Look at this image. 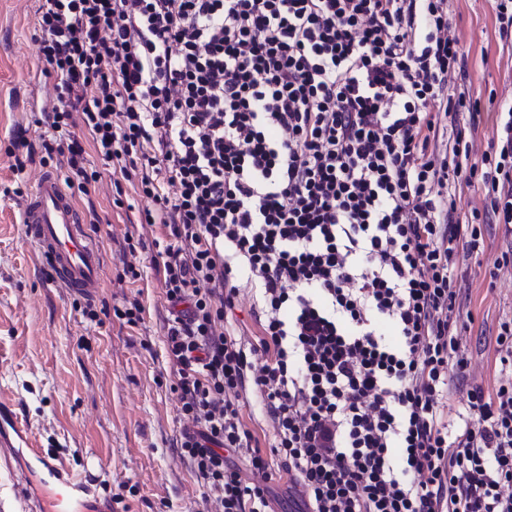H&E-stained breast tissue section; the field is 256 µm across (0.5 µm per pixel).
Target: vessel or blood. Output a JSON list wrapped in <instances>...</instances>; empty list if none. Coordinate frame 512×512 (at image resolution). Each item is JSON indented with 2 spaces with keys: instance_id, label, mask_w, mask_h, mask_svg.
Listing matches in <instances>:
<instances>
[{
  "instance_id": "obj_1",
  "label": "vessel or blood",
  "mask_w": 512,
  "mask_h": 512,
  "mask_svg": "<svg viewBox=\"0 0 512 512\" xmlns=\"http://www.w3.org/2000/svg\"><path fill=\"white\" fill-rule=\"evenodd\" d=\"M22 224L26 242L54 283L84 298L98 293L104 282L101 249L57 172L44 171L31 189ZM1 466L12 486L0 493V512H112L99 495L101 476L90 468L73 471L58 455L40 448L6 405H0Z\"/></svg>"
}]
</instances>
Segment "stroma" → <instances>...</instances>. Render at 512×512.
I'll list each match as a JSON object with an SVG mask.
<instances>
[{"mask_svg":"<svg viewBox=\"0 0 512 512\" xmlns=\"http://www.w3.org/2000/svg\"><path fill=\"white\" fill-rule=\"evenodd\" d=\"M37 7L36 0H0V398L43 447L74 468L88 464L106 473L104 493L114 512H201L205 489L178 449L190 424L166 352L170 305L151 261L163 228L141 221L151 200L129 182L115 184L84 132L86 164L100 173L94 192L79 199L105 262L97 297L86 300L53 283L24 238L27 193L44 168L67 170L60 154L44 165L15 167L26 155L15 133L26 128L28 140L38 142L47 129L42 102L56 82L39 56ZM448 22L467 53L465 85L483 112L473 134L480 152L495 135L500 105L512 101V46L499 39L496 0H448ZM510 249L512 237L488 226L483 253L457 259L454 269L462 307L472 316L459 326L458 340L488 392L500 380L499 325L512 319V264L496 265ZM130 264L135 273H127ZM238 285L225 327L247 346L259 333L253 308L260 293L246 278ZM133 302L142 313L131 325L115 311ZM89 307L96 319L85 316Z\"/></svg>","mask_w":512,"mask_h":512,"instance_id":"35a3bbf8","label":"stroma"}]
</instances>
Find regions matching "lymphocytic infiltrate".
<instances>
[{
	"label": "lymphocytic infiltrate",
	"mask_w": 512,
	"mask_h": 512,
	"mask_svg": "<svg viewBox=\"0 0 512 512\" xmlns=\"http://www.w3.org/2000/svg\"><path fill=\"white\" fill-rule=\"evenodd\" d=\"M36 22L56 75L46 153L68 152V187L90 194L84 128L164 228L167 351L194 426L180 449L204 512H274L275 461L302 512H512V320L495 392L441 407L470 366L454 261L484 225L512 236V104L480 158L462 129L437 145L480 116L451 88L466 55L446 0H42ZM477 181L483 207L462 210L457 186ZM239 266L263 293L247 349L216 330ZM249 389L266 455L241 418Z\"/></svg>",
	"instance_id": "1"
}]
</instances>
